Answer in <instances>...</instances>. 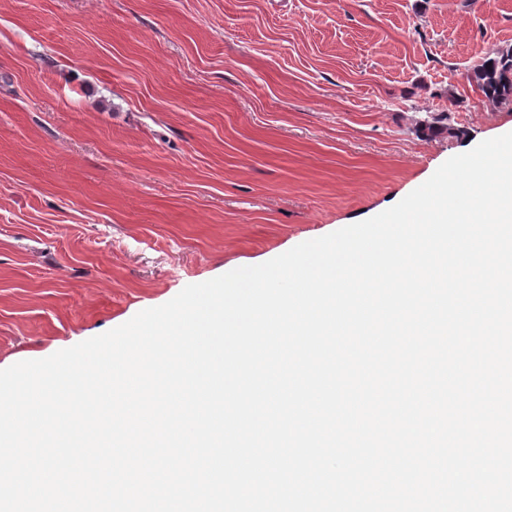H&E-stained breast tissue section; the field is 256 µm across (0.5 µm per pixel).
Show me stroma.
<instances>
[{
    "instance_id": "1",
    "label": "stroma",
    "mask_w": 512,
    "mask_h": 512,
    "mask_svg": "<svg viewBox=\"0 0 512 512\" xmlns=\"http://www.w3.org/2000/svg\"><path fill=\"white\" fill-rule=\"evenodd\" d=\"M508 47L512 0H0V369L395 206L512 131ZM472 79L490 104L512 105V49L488 54L473 67ZM417 131L425 137H436L440 135H448L451 138H462L466 136V131L455 128L448 123V114L441 113L432 119L431 122L421 123Z\"/></svg>"
}]
</instances>
